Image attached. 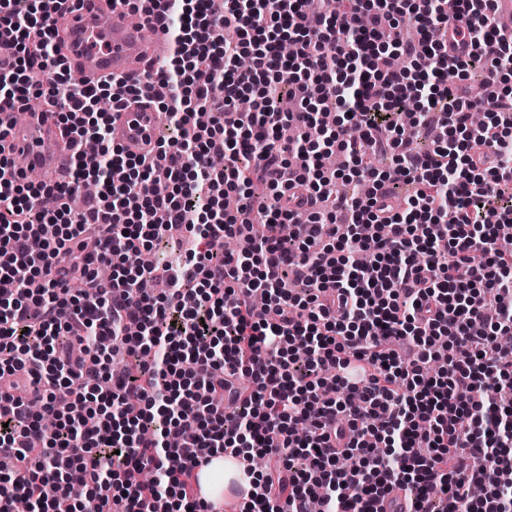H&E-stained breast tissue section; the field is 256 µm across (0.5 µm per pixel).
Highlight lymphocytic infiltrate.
<instances>
[{"label":"lymphocytic infiltrate","mask_w":512,"mask_h":512,"mask_svg":"<svg viewBox=\"0 0 512 512\" xmlns=\"http://www.w3.org/2000/svg\"><path fill=\"white\" fill-rule=\"evenodd\" d=\"M64 2L0 0V102L55 103L69 140L98 145L35 184L0 124V512H208L193 472L223 454L248 464L242 512H373L396 488L406 512H512V94L466 85L512 75L497 0H124L169 64L92 86L58 54ZM406 16L417 38L386 41ZM395 56L408 66L373 65ZM105 97L166 112L155 155L113 146ZM387 148L391 171L366 164ZM336 151L361 187L336 197L349 223H296L332 197ZM400 181L418 189L399 203ZM175 229L180 260L138 262ZM159 272L164 293L142 294ZM65 384L92 425L61 412Z\"/></svg>","instance_id":"obj_1"}]
</instances>
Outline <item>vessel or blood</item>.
<instances>
[{
  "label": "vessel or blood",
  "instance_id": "obj_1",
  "mask_svg": "<svg viewBox=\"0 0 512 512\" xmlns=\"http://www.w3.org/2000/svg\"><path fill=\"white\" fill-rule=\"evenodd\" d=\"M62 53L74 78L91 85L117 77L133 83L157 72L166 58V36L155 31L146 39L121 0H69ZM112 142L132 156L157 150V111L149 104L132 103L114 113ZM8 145L28 169L47 183L59 182L72 162L75 145L67 143L50 113L37 111L12 125Z\"/></svg>",
  "mask_w": 512,
  "mask_h": 512
}]
</instances>
